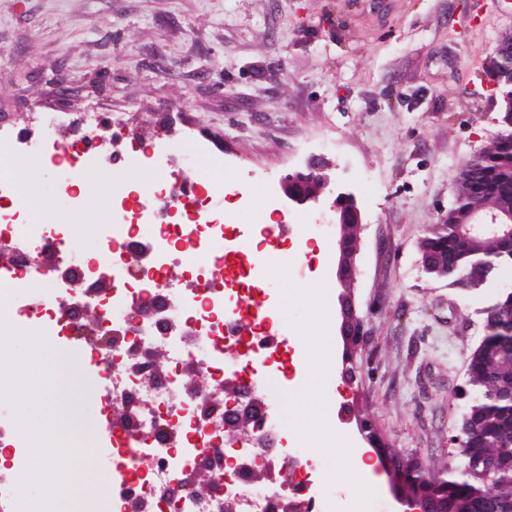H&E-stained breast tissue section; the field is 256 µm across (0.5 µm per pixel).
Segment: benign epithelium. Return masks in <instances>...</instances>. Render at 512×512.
<instances>
[{"label":"benign epithelium","instance_id":"1","mask_svg":"<svg viewBox=\"0 0 512 512\" xmlns=\"http://www.w3.org/2000/svg\"><path fill=\"white\" fill-rule=\"evenodd\" d=\"M492 96L502 120L512 128V29L500 34L493 56ZM480 153L459 172L457 184L467 188L473 206L448 209L440 222L432 225L420 245L422 268L434 279H458L469 286L468 278L458 275L460 267L476 254L479 242L493 240L499 261L474 269V277L485 282L504 267H512V197L502 196L500 179L484 168ZM279 195L290 209L326 208L327 221L336 238L331 276L338 290L336 335L341 337L343 373L354 378L352 353L363 336L364 322L356 312L352 290L357 281L356 256L363 215L355 196L337 186L326 165L310 162L285 172L279 179ZM453 224V245L439 232ZM485 336L467 359L468 383L480 378L487 391L475 395L464 413L459 434L451 438L454 452L449 461L461 459L458 469L432 472L416 459L385 449L373 420L358 419L357 429L366 447L374 449L389 479L394 501L393 512H512V497L500 498L491 491H476L475 480L487 485L501 475L512 480V451L490 454L488 440L502 428H512V289H503L497 303L482 310Z\"/></svg>","mask_w":512,"mask_h":512}]
</instances>
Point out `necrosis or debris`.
Masks as SVG:
<instances>
[{
  "label": "necrosis or debris",
  "mask_w": 512,
  "mask_h": 512,
  "mask_svg": "<svg viewBox=\"0 0 512 512\" xmlns=\"http://www.w3.org/2000/svg\"><path fill=\"white\" fill-rule=\"evenodd\" d=\"M62 114L43 113L38 134L28 137L0 130V144L15 154H36L60 174L59 189L72 202L80 172L111 168L112 155L70 150L57 128ZM250 204L248 186L225 182L222 170L211 179L184 186L161 181L149 201L134 191L112 198L111 223L91 225L98 249L79 253L61 229L45 225L25 236L12 226L22 206L13 180L0 178V241L10 244V259L0 262V281L16 285L14 319L35 331L58 334L65 346L83 352L82 368L99 387L103 413L96 424L97 444L111 453L112 469L101 471L96 495L112 500L113 512H281L293 490V474L310 458L299 445L295 426L285 425L278 397L279 379L295 385L302 370L296 360L301 341L277 342L281 329L258 296H272L267 275L277 263L276 225L302 224L294 234L293 256L309 258L307 239L325 236L322 224L284 210L274 191L266 193L270 225L227 223L224 203ZM186 277L174 286L171 270ZM51 283L41 298L27 289ZM178 289L179 302L168 293ZM92 303L93 315L119 330L117 342L88 345L84 320L71 312ZM164 353L166 372L156 373L154 356ZM223 386L226 372L239 377L233 401L217 400L209 390L184 382L185 368ZM262 406L263 425L250 431L251 444L289 448L290 475L270 485L253 480L254 457L229 451L226 416L252 402Z\"/></svg>",
  "instance_id": "1"
}]
</instances>
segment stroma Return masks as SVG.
Instances as JSON below:
<instances>
[{"label": "stroma", "instance_id": "1", "mask_svg": "<svg viewBox=\"0 0 512 512\" xmlns=\"http://www.w3.org/2000/svg\"><path fill=\"white\" fill-rule=\"evenodd\" d=\"M512 29V0H0V129L27 134L39 112L65 114L64 141L82 116L124 115L112 156L129 184L195 182L223 167L225 181L280 177L310 159L326 162L363 213L354 290L365 321L359 378L341 373L337 290L321 286L336 251L328 237L309 267L273 273L281 323L303 340L328 338L331 364L315 393L282 399L304 441L319 429L332 448L321 483L351 512L369 415L388 448L442 470L467 399L466 362L482 340L481 314L512 275L465 291L421 270L419 242L455 200L460 168L506 127L487 87L499 35ZM167 145L206 155L177 174L128 165L132 152ZM12 178L43 211H26L23 234L60 224L78 251L97 239L89 219L112 220V190L92 182L89 206L55 190L33 156ZM331 395L328 415L318 396ZM55 423L94 445L101 402L61 390ZM72 430V429H71Z\"/></svg>", "mask_w": 512, "mask_h": 512}]
</instances>
